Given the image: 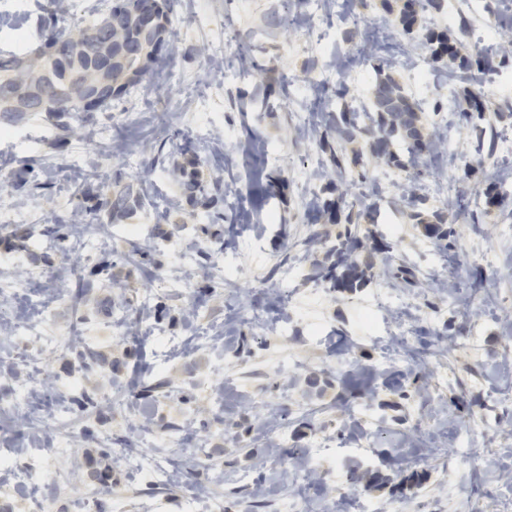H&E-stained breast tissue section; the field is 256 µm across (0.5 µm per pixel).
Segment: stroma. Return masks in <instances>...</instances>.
Masks as SVG:
<instances>
[{
    "instance_id": "1",
    "label": "stroma",
    "mask_w": 512,
    "mask_h": 512,
    "mask_svg": "<svg viewBox=\"0 0 512 512\" xmlns=\"http://www.w3.org/2000/svg\"><path fill=\"white\" fill-rule=\"evenodd\" d=\"M175 0L169 29L175 50L154 63L127 96L99 113L95 123L59 141L57 129L33 116L0 138V169L25 170L27 183L0 191V290L32 293L43 317L8 319L0 330V507L32 512L34 500L50 512H192L182 487L152 483L130 470L125 456L167 458L178 471L199 468L200 480L221 512H249L251 493L266 490L269 512H289L294 495L285 471L305 458L323 479L311 491L314 512H490L502 474L480 460L455 458L458 435L483 426L472 444L481 456L496 452L512 434V64L500 66L481 87L476 68L433 61L427 30L445 32L472 54L492 29L512 28V0H491L488 13L443 5L419 13L412 33L397 37L415 67L392 69L420 109L434 149L427 172L412 180L404 170L368 155L363 140L337 143L329 115L313 130L296 116L329 101L333 111L368 106L376 73L372 62L332 81L325 94L302 86L336 51L358 54L370 27L395 31L405 0H366L360 25L322 21L314 36L276 26L296 15L301 0ZM42 0H15L0 9V53L19 38L38 39ZM289 98H282V84ZM221 87L218 111L202 112L198 97ZM484 110L471 124L460 114L467 94ZM452 111H445V104ZM192 140L204 177L223 175L248 199L239 209L224 199V221L215 212L182 202L172 177L147 171L156 144ZM361 165H352L354 153ZM342 167H335L333 157ZM139 181L144 206L120 224L81 228L92 258L75 263L43 228L61 222L77 203L76 187L111 190L116 181ZM510 185L500 206L486 207L483 187ZM343 194L344 212L370 211L357 235L389 244L375 253L362 288L336 291L320 277L325 245L340 224L307 221L309 200L327 187ZM427 210H447L452 249H442L410 217L409 193ZM242 216L251 226L241 237L226 222ZM319 243L306 245L311 234ZM109 247H102V240ZM109 264L125 284L111 313L95 289L81 311L68 290L76 270ZM415 274L405 284L393 274ZM190 275L187 288H163L164 279ZM292 278L294 305L284 308L288 334L274 338L242 322V313L280 307L270 287ZM405 296L420 313L442 311L434 325L371 315L373 295ZM146 318L154 334L144 343L122 335L114 320ZM475 341L472 354L455 344V328ZM409 331L429 351L422 362H379L390 336ZM223 335L220 346L200 347L172 362L158 351L170 339ZM98 353L100 367L84 370L74 347ZM43 387L64 408L49 423L23 420L19 409ZM278 421L284 437L271 451L262 425ZM145 428L130 449L112 445L133 423ZM277 453L281 470L266 461ZM359 466L376 484L347 487L337 496L326 474ZM111 472L101 484L100 470Z\"/></svg>"
}]
</instances>
